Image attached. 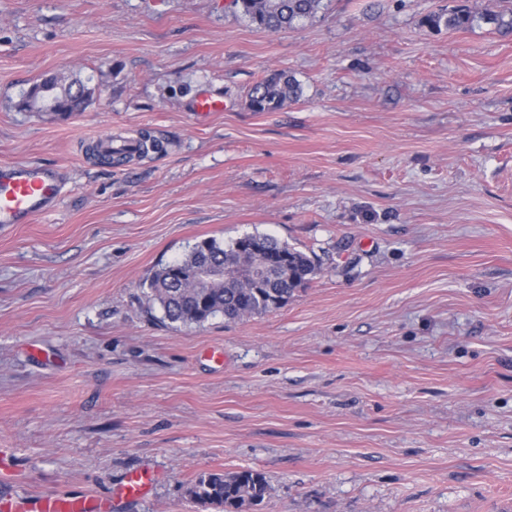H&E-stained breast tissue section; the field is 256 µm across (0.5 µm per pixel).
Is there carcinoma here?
<instances>
[{"mask_svg": "<svg viewBox=\"0 0 512 512\" xmlns=\"http://www.w3.org/2000/svg\"><path fill=\"white\" fill-rule=\"evenodd\" d=\"M234 6L256 28L268 31L292 29L299 22L313 18L321 9L322 0H232ZM477 22L491 24L498 30L512 31V8L500 12L476 13L457 10L430 15L427 23L448 30L472 27ZM73 81L55 76L32 87L23 109L41 112L40 102L55 106L64 113L79 112L82 103L70 94ZM300 97V87L293 76L277 71L257 82L249 92V106L254 112H272ZM241 239L224 246L215 239L197 242L183 258L163 265L151 277L148 300L160 305L164 318L171 323L201 324L219 314L231 319L263 314L285 306L295 288L285 283L287 274L272 273L269 288H252L249 284L202 280L200 267L207 263L233 268L243 263H261L263 254H246L237 248ZM296 264L292 276L307 283L315 272L314 262L305 253L293 250ZM268 492L265 476L252 469L233 474L211 473L200 478L190 489L191 496L204 503L220 506L231 512H248L262 502Z\"/></svg>", "mask_w": 512, "mask_h": 512, "instance_id": "carcinoma-1", "label": "carcinoma"}]
</instances>
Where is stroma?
Instances as JSON below:
<instances>
[{"label": "stroma", "mask_w": 512, "mask_h": 512, "mask_svg": "<svg viewBox=\"0 0 512 512\" xmlns=\"http://www.w3.org/2000/svg\"><path fill=\"white\" fill-rule=\"evenodd\" d=\"M501 6L324 0L274 32L231 0H0V164L66 182L0 228V502L221 512L190 485L254 469L251 512H512V34L425 22ZM280 70L300 99L252 111ZM56 73L84 109L19 110ZM143 131L161 151L89 153ZM247 234L314 260L288 304L148 303L159 267ZM135 471L148 494L115 500ZM96 500L85 496L78 500L61 499L52 496H37L27 499L23 512H95Z\"/></svg>", "instance_id": "1"}]
</instances>
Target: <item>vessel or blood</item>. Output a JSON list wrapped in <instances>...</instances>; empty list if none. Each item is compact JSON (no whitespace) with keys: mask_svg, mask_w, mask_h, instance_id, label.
Returning a JSON list of instances; mask_svg holds the SVG:
<instances>
[{"mask_svg":"<svg viewBox=\"0 0 512 512\" xmlns=\"http://www.w3.org/2000/svg\"><path fill=\"white\" fill-rule=\"evenodd\" d=\"M64 177L59 168L38 162L0 164V226L29 224L55 209L61 202ZM96 500L52 496L27 499L24 512H94Z\"/></svg>","mask_w":512,"mask_h":512,"instance_id":"1","label":"vessel or blood"}]
</instances>
